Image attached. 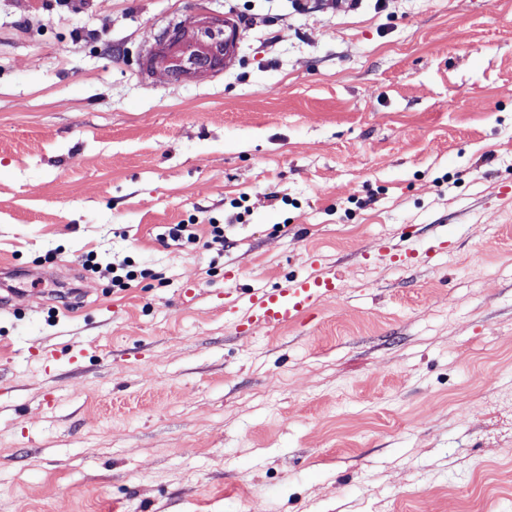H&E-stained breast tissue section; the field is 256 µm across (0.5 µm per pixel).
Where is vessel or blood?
<instances>
[{"label":"vessel or blood","instance_id":"obj_1","mask_svg":"<svg viewBox=\"0 0 512 512\" xmlns=\"http://www.w3.org/2000/svg\"><path fill=\"white\" fill-rule=\"evenodd\" d=\"M338 296L335 275L316 262L304 276L255 290L231 304V327L239 334H257L302 324L312 320L324 302Z\"/></svg>","mask_w":512,"mask_h":512}]
</instances>
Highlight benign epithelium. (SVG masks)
Here are the masks:
<instances>
[{"mask_svg":"<svg viewBox=\"0 0 512 512\" xmlns=\"http://www.w3.org/2000/svg\"><path fill=\"white\" fill-rule=\"evenodd\" d=\"M220 33H224V19L201 13L190 29L159 31L145 60L150 69L166 68L180 79L221 71L228 48Z\"/></svg>","mask_w":512,"mask_h":512,"instance_id":"7a95c632","label":"benign epithelium"}]
</instances>
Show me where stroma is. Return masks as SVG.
<instances>
[{
  "label": "stroma",
  "instance_id": "obj_1",
  "mask_svg": "<svg viewBox=\"0 0 512 512\" xmlns=\"http://www.w3.org/2000/svg\"><path fill=\"white\" fill-rule=\"evenodd\" d=\"M206 6L175 81L196 0H0V512H512V0ZM316 255L339 299L231 329ZM228 28L224 33V18L200 13L191 29L174 31L163 29L158 32L155 42L145 56L150 69L166 68L174 71L178 79H187L204 72L224 69L227 46L224 38L231 42L232 58L238 42L236 23L227 20ZM218 33L224 35L218 38ZM112 265V266H111ZM106 270H109L110 273H112V285L118 286L120 288L126 287L125 284H127L126 281H134L138 278V275L141 278L146 277L149 275L145 272V270H136L134 265L130 260L125 259L121 264L118 266H115L114 263L108 264L106 266ZM118 270L121 271L122 274H117ZM115 274V275H114Z\"/></svg>",
  "mask_w": 512,
  "mask_h": 512
}]
</instances>
